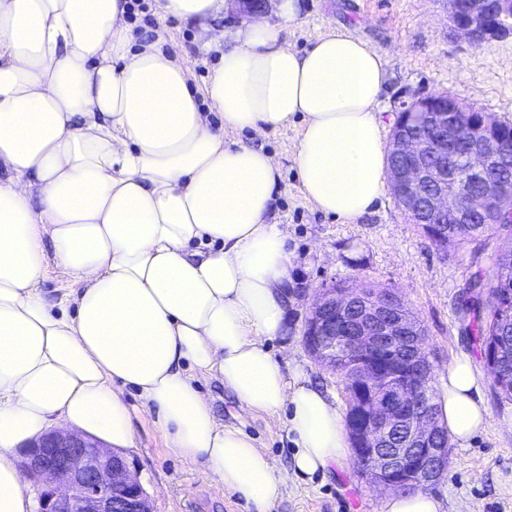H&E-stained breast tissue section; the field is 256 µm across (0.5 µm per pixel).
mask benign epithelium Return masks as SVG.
<instances>
[{
    "label": "benign epithelium",
    "instance_id": "7a95c632",
    "mask_svg": "<svg viewBox=\"0 0 512 512\" xmlns=\"http://www.w3.org/2000/svg\"><path fill=\"white\" fill-rule=\"evenodd\" d=\"M240 17L268 0H235ZM454 29L480 47L512 38V0H448ZM495 122L453 96H423L403 106L389 142V181L398 207L427 225L438 248L448 225L475 213L499 220L512 196L486 186L507 165L509 152ZM464 141L453 170L427 159ZM422 325L387 290L365 302L361 289H317L303 331L304 345L324 368L343 378L354 405L347 428L354 460L381 489L430 487L448 471L447 427L431 404V364ZM22 478L36 490L37 512H152L150 498L126 458L80 431L52 429L28 445Z\"/></svg>",
    "mask_w": 512,
    "mask_h": 512
}]
</instances>
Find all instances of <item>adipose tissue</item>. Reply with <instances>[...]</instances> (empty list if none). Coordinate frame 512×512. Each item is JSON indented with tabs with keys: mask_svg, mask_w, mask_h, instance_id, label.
Here are the masks:
<instances>
[{
	"mask_svg": "<svg viewBox=\"0 0 512 512\" xmlns=\"http://www.w3.org/2000/svg\"><path fill=\"white\" fill-rule=\"evenodd\" d=\"M156 2L138 37L127 0H0V512H33L21 453L50 428L130 446L129 387L180 460L255 512L348 460L340 409L264 347L286 320L289 258L279 166L253 141L299 122L304 196L355 223L385 186L384 55L333 27L295 51L296 0L231 31L214 23L224 0ZM170 18L221 52L203 89L168 48ZM53 266L73 285L52 305ZM199 376L245 412L289 409V468L217 418ZM440 409L458 445L486 425L469 360Z\"/></svg>",
	"mask_w": 512,
	"mask_h": 512,
	"instance_id": "ef3b65f1",
	"label": "adipose tissue"
}]
</instances>
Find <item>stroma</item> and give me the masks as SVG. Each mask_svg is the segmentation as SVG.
Wrapping results in <instances>:
<instances>
[{"mask_svg": "<svg viewBox=\"0 0 512 512\" xmlns=\"http://www.w3.org/2000/svg\"><path fill=\"white\" fill-rule=\"evenodd\" d=\"M299 19L288 35L293 48L306 50L330 27H345L385 55L387 84L380 103L384 133H391L403 103L447 93L473 104L494 119L512 123V38L472 47L448 21V0H299ZM171 49L203 87L218 53L199 51V32L171 19ZM299 123L255 140L277 160L281 178L273 214L288 236L290 259L288 318L266 350L287 376L302 374L339 407H346L344 383L306 350L302 336L313 293L323 284H372L396 293L423 325L433 384L441 386L456 359L470 360L481 380L488 425L466 447L452 446L448 472L432 487L445 512H512V399L504 397L486 372L479 345L461 310L470 281L492 255L512 243V232L493 230L457 246L438 249L384 191L371 211L352 224L317 210L303 195L295 163ZM196 384L225 424L239 428L264 448L269 462L283 469L295 451L287 411L268 416L242 412L216 380ZM134 438L125 454L150 496L154 512H252L244 499L204 479L167 446L143 400L127 389ZM388 492L370 484L354 462L326 475L289 482L271 512H384Z\"/></svg>", "mask_w": 512, "mask_h": 512, "instance_id": "obj_1", "label": "stroma"}]
</instances>
